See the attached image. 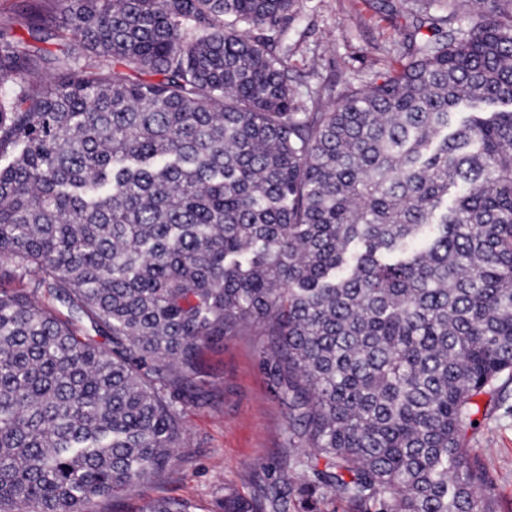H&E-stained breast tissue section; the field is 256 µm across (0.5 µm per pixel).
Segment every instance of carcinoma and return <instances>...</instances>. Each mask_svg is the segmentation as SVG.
Segmentation results:
<instances>
[{
    "mask_svg": "<svg viewBox=\"0 0 512 512\" xmlns=\"http://www.w3.org/2000/svg\"><path fill=\"white\" fill-rule=\"evenodd\" d=\"M298 2L40 0L53 56L0 24V512L163 475L248 330L288 454L222 512H496L466 436L512 379V0H436L313 112ZM15 32L18 35H21L29 39L31 42H34L37 47L44 50L47 54H59L64 43V40L60 36L62 32L61 29L58 28V22L56 23V25L53 24L52 26L47 27L45 30H43L42 33L39 35L41 41L37 42L33 41L28 35L27 30H25L22 27L15 26Z\"/></svg>",
    "mask_w": 512,
    "mask_h": 512,
    "instance_id": "obj_1",
    "label": "carcinoma"
}]
</instances>
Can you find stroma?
I'll return each instance as SVG.
<instances>
[{
    "label": "stroma",
    "instance_id": "1",
    "mask_svg": "<svg viewBox=\"0 0 512 512\" xmlns=\"http://www.w3.org/2000/svg\"><path fill=\"white\" fill-rule=\"evenodd\" d=\"M423 16L418 0H301L284 36L288 68L300 93L346 80H366L398 66L406 34ZM262 336L225 337L203 348L199 362L211 382L201 405L188 407L185 446L162 477L117 499H98L89 512H141L146 501H188L194 512H218L225 488L257 493L286 446L288 407L263 369ZM497 407L477 396L480 425L469 432L493 481L498 512H512V381Z\"/></svg>",
    "mask_w": 512,
    "mask_h": 512
}]
</instances>
